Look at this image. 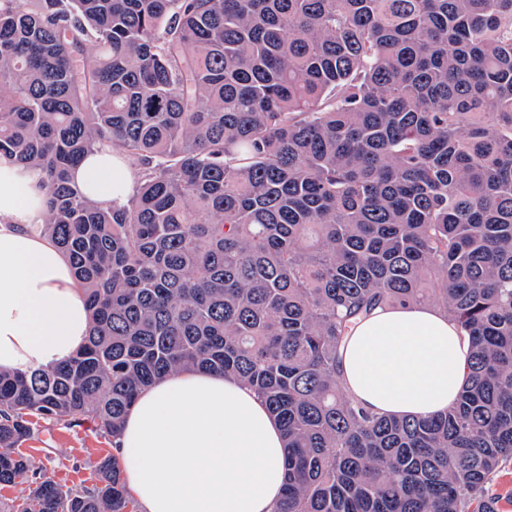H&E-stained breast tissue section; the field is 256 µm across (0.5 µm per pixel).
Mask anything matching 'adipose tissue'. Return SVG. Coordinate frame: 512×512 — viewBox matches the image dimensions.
Listing matches in <instances>:
<instances>
[{"label": "adipose tissue", "mask_w": 512, "mask_h": 512, "mask_svg": "<svg viewBox=\"0 0 512 512\" xmlns=\"http://www.w3.org/2000/svg\"><path fill=\"white\" fill-rule=\"evenodd\" d=\"M72 179L88 197L121 206L137 173L106 145ZM44 205V194L18 197L11 175L0 176V371L55 366L90 332L85 288L68 258L24 230ZM469 356L444 310L382 305L353 320L341 380L376 414H437L465 387ZM115 455L142 512H273L285 480L279 422L251 388L215 372L179 371L139 393Z\"/></svg>", "instance_id": "1"}]
</instances>
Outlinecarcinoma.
Masks as SVG:
<instances>
[{
	"instance_id": "cac0c4a2",
	"label": "carcinoma",
	"mask_w": 512,
	"mask_h": 512,
	"mask_svg": "<svg viewBox=\"0 0 512 512\" xmlns=\"http://www.w3.org/2000/svg\"><path fill=\"white\" fill-rule=\"evenodd\" d=\"M140 166L121 207L70 170ZM0 166L85 286L92 330L50 370L0 371L17 511L135 512L116 456L63 489L18 452L36 420L120 436L139 391L234 376L280 421L274 512H500L512 461V0H0ZM432 304L470 343L435 416L358 405L352 320ZM491 490L502 498L500 512H512V463L500 470Z\"/></svg>"
}]
</instances>
